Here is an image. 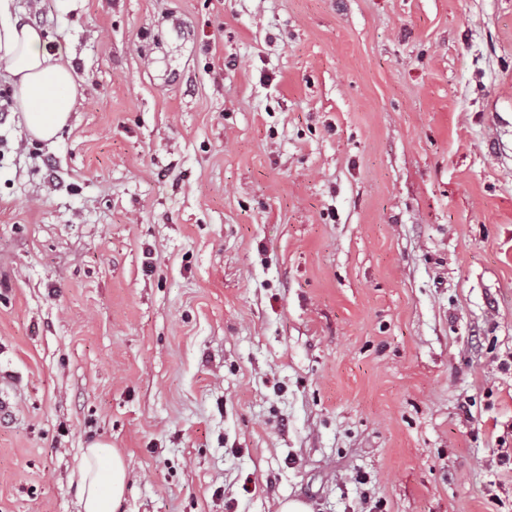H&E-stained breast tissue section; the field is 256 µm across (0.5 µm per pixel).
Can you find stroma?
Returning <instances> with one entry per match:
<instances>
[{
	"instance_id": "35a3bbf8",
	"label": "stroma",
	"mask_w": 512,
	"mask_h": 512,
	"mask_svg": "<svg viewBox=\"0 0 512 512\" xmlns=\"http://www.w3.org/2000/svg\"><path fill=\"white\" fill-rule=\"evenodd\" d=\"M0 512H512V0H11ZM67 44L48 49L41 29L0 21V62L15 88V101L30 137L50 141L68 124L75 81ZM128 481L121 455L108 443L93 442L85 448L79 468L82 512H116Z\"/></svg>"
}]
</instances>
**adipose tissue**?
<instances>
[{
  "label": "adipose tissue",
  "instance_id": "adipose-tissue-1",
  "mask_svg": "<svg viewBox=\"0 0 512 512\" xmlns=\"http://www.w3.org/2000/svg\"><path fill=\"white\" fill-rule=\"evenodd\" d=\"M69 48L48 47L41 29L27 23L0 22V62L15 88V101L30 137L49 141L68 124L75 81ZM129 476L121 455L104 442L85 448L78 495L83 512H116Z\"/></svg>",
  "mask_w": 512,
  "mask_h": 512
}]
</instances>
